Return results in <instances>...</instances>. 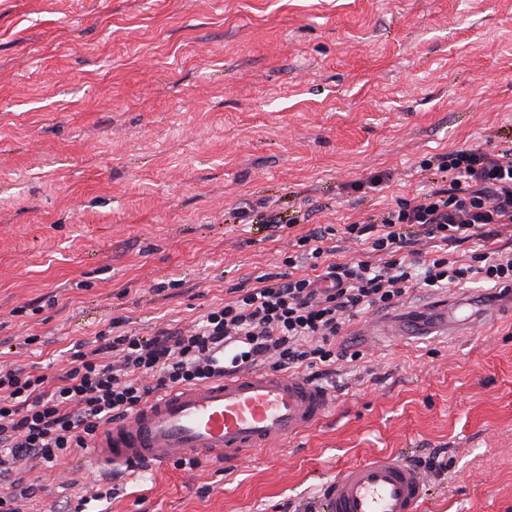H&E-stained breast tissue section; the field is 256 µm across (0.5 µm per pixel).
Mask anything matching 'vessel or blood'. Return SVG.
I'll return each mask as SVG.
<instances>
[{"mask_svg": "<svg viewBox=\"0 0 512 512\" xmlns=\"http://www.w3.org/2000/svg\"><path fill=\"white\" fill-rule=\"evenodd\" d=\"M439 304L434 320L393 317L377 322L382 336L412 338L439 331L459 333ZM336 409L327 390L274 371H244L189 388L166 391L129 418L104 427L89 454L91 463L140 478L154 465L185 459L224 463L284 442L321 424ZM425 475L396 454L382 453L346 467L322 484L323 512H421Z\"/></svg>", "mask_w": 512, "mask_h": 512, "instance_id": "b4317fda", "label": "vessel or blood"}]
</instances>
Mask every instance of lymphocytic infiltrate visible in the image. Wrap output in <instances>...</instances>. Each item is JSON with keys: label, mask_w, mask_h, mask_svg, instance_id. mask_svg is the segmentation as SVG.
Returning <instances> with one entry per match:
<instances>
[{"label": "lymphocytic infiltrate", "mask_w": 512, "mask_h": 512, "mask_svg": "<svg viewBox=\"0 0 512 512\" xmlns=\"http://www.w3.org/2000/svg\"><path fill=\"white\" fill-rule=\"evenodd\" d=\"M421 168L436 176L435 188L396 199L377 218L345 225V235L364 242L370 259L330 261L324 242L332 229L319 225L298 240L313 275L295 273V257H286L285 271L256 277L254 286L204 314L194 334L100 335L98 347L77 352L54 382L0 367V471L11 472L20 457L47 464L73 458L100 427L126 418L158 390L208 383L266 356L279 370L333 365L345 319L367 308H393L408 289L477 280L512 288V255L458 260L446 251L512 229V147L496 153L460 147ZM424 237L444 248L417 263L407 249ZM146 376L155 386L143 384Z\"/></svg>", "instance_id": "obj_1"}]
</instances>
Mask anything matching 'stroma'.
Returning a JSON list of instances; mask_svg holds the SVG:
<instances>
[{
	"label": "stroma",
	"instance_id": "stroma-1",
	"mask_svg": "<svg viewBox=\"0 0 512 512\" xmlns=\"http://www.w3.org/2000/svg\"><path fill=\"white\" fill-rule=\"evenodd\" d=\"M465 145L512 146V0H0V365L59 375L116 321L191 334L317 224L330 260L368 258L340 225ZM383 316L346 319L361 357L305 435L136 483L22 458L24 512H304L386 452L437 457L425 512H512V319L366 336Z\"/></svg>",
	"mask_w": 512,
	"mask_h": 512
}]
</instances>
